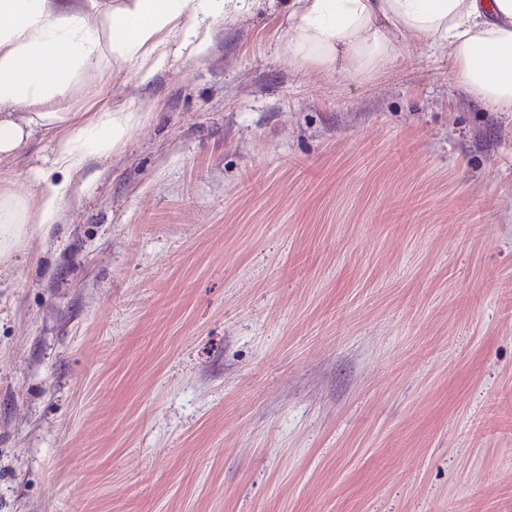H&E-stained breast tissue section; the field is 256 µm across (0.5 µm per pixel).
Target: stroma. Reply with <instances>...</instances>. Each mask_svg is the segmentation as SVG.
<instances>
[{"mask_svg":"<svg viewBox=\"0 0 512 512\" xmlns=\"http://www.w3.org/2000/svg\"><path fill=\"white\" fill-rule=\"evenodd\" d=\"M279 6L149 84L106 64L63 186L0 263V512H512V112L401 42L297 69Z\"/></svg>","mask_w":512,"mask_h":512,"instance_id":"1","label":"stroma"}]
</instances>
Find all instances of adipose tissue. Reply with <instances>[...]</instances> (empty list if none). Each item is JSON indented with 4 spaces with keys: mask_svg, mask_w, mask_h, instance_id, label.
Segmentation results:
<instances>
[{
    "mask_svg": "<svg viewBox=\"0 0 512 512\" xmlns=\"http://www.w3.org/2000/svg\"><path fill=\"white\" fill-rule=\"evenodd\" d=\"M265 0H0V160L36 129L56 130L54 165L78 171L116 147L142 119L128 108L95 123L67 111L69 93H103L105 60L137 62L141 81L172 43L205 51L215 18L235 20ZM294 44L289 63L350 75L373 73L400 42L448 53L460 85L486 107L512 112V0H283ZM56 186L0 179V261L51 228Z\"/></svg>",
    "mask_w": 512,
    "mask_h": 512,
    "instance_id": "1",
    "label": "adipose tissue"
}]
</instances>
